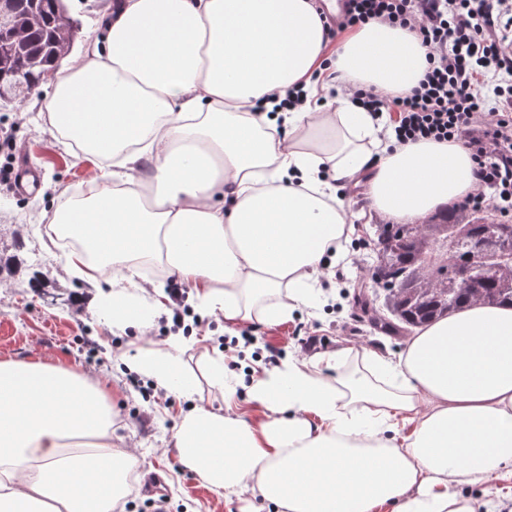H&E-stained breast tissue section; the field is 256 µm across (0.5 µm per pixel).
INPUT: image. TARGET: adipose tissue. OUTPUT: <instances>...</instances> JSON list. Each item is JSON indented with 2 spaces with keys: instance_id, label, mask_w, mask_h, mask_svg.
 <instances>
[{
  "instance_id": "ef3b65f1",
  "label": "adipose tissue",
  "mask_w": 512,
  "mask_h": 512,
  "mask_svg": "<svg viewBox=\"0 0 512 512\" xmlns=\"http://www.w3.org/2000/svg\"><path fill=\"white\" fill-rule=\"evenodd\" d=\"M409 29L371 22L334 40L313 0H117L104 38L40 84L45 122L96 167L89 195L51 221L79 246L60 271L94 290L114 326H150L168 298L152 260L227 329L313 307L348 205L336 185L369 177L372 211L400 224L474 192L459 141L390 147L391 130L316 73L404 95L426 67ZM300 86L302 110L272 96ZM183 336L130 368L183 396L200 386ZM345 351L283 361L254 378L261 420L224 406L181 416L178 464L210 489L249 491L274 512H500L512 487V306L475 304L420 328L397 358ZM112 395L43 360H0V506L112 512L139 460L112 440Z\"/></svg>"
}]
</instances>
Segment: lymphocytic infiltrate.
I'll return each mask as SVG.
<instances>
[{
    "instance_id": "1",
    "label": "lymphocytic infiltrate",
    "mask_w": 512,
    "mask_h": 512,
    "mask_svg": "<svg viewBox=\"0 0 512 512\" xmlns=\"http://www.w3.org/2000/svg\"><path fill=\"white\" fill-rule=\"evenodd\" d=\"M375 19L415 30L428 69L409 94H353L387 112L397 145L463 140L476 162L466 209L486 205L512 217V0H347L337 30Z\"/></svg>"
}]
</instances>
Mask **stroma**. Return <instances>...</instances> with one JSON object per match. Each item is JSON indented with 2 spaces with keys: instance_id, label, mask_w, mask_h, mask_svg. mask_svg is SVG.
<instances>
[{
  "instance_id": "1",
  "label": "stroma",
  "mask_w": 512,
  "mask_h": 512,
  "mask_svg": "<svg viewBox=\"0 0 512 512\" xmlns=\"http://www.w3.org/2000/svg\"><path fill=\"white\" fill-rule=\"evenodd\" d=\"M114 0H71L70 15L79 28L75 47L99 38L110 18ZM39 107L33 100L0 106V137L11 136L17 145L13 157L0 155V170L26 164L40 176V193L21 195L0 183V359H27L38 356L58 362L117 390L113 398L116 436L134 446L139 467L126 496L114 512H259L261 504L250 494L227 497L204 487L190 471L181 468L172 442L180 417L193 404L221 408L219 389L202 385L194 400L149 389L148 380L132 382L127 360L143 341L165 344L173 331L172 321L157 322L148 330L129 327L113 329L104 316L88 302L78 301V280H64L56 268L62 248H46L49 225L35 224V211H52L76 191L88 188L96 177L92 166L68 154L48 126H36L32 118ZM347 221L354 227L344 250L349 257L343 265L344 282L326 274L321 286L331 292L328 304L317 311L295 312L286 323L258 325L259 343L282 349L284 358L311 359L318 353L350 347L358 353H376L391 358L404 349L407 333L381 331L373 322L370 300L384 301L385 289L372 278L377 230L382 217L370 211L365 186L349 183ZM313 337L302 345L303 337ZM224 320L218 315L203 316L191 326L183 359L192 369H200L206 356L223 353L224 370L236 384L237 403L248 418L260 417L249 401L256 371L263 360L238 356L224 345Z\"/></svg>"
}]
</instances>
